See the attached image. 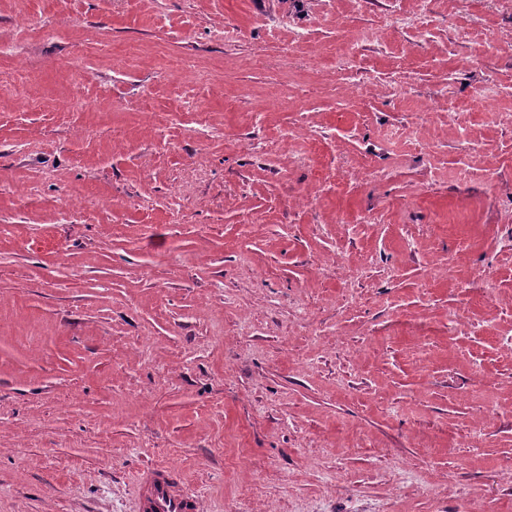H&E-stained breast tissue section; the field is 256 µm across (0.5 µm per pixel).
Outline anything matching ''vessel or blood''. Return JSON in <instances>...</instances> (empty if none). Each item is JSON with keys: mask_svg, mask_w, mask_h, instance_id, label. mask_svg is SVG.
<instances>
[{"mask_svg": "<svg viewBox=\"0 0 512 512\" xmlns=\"http://www.w3.org/2000/svg\"><path fill=\"white\" fill-rule=\"evenodd\" d=\"M138 512H201L197 493L180 487L173 472L166 467H150L137 479Z\"/></svg>", "mask_w": 512, "mask_h": 512, "instance_id": "obj_1", "label": "vessel or blood"}]
</instances>
